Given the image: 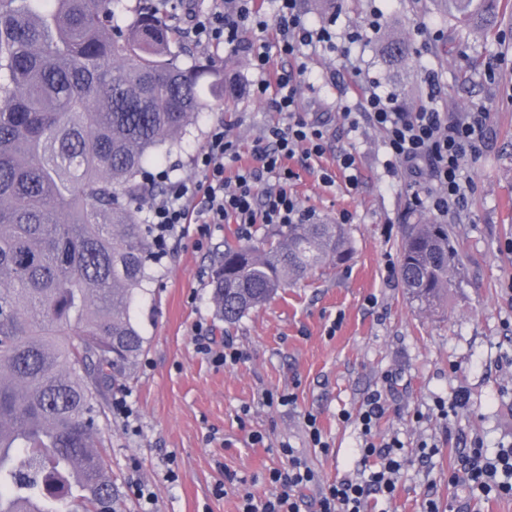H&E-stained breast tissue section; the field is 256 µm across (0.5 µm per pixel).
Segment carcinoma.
Returning a JSON list of instances; mask_svg holds the SVG:
<instances>
[{
  "label": "carcinoma",
  "instance_id": "cac0c4a2",
  "mask_svg": "<svg viewBox=\"0 0 512 512\" xmlns=\"http://www.w3.org/2000/svg\"><path fill=\"white\" fill-rule=\"evenodd\" d=\"M161 0H0V512H82L112 500L96 420L146 339L131 317L154 278L142 179L208 100L224 68L184 64ZM491 36L499 0H431ZM389 62L408 46L383 41ZM224 243L213 300L232 325L351 245L342 224H263ZM460 255L446 224H410L401 279L430 306Z\"/></svg>",
  "mask_w": 512,
  "mask_h": 512
}]
</instances>
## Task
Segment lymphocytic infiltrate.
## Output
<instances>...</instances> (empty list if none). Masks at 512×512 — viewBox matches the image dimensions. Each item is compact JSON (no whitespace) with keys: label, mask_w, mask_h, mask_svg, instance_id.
<instances>
[{"label":"lymphocytic infiltrate","mask_w":512,"mask_h":512,"mask_svg":"<svg viewBox=\"0 0 512 512\" xmlns=\"http://www.w3.org/2000/svg\"><path fill=\"white\" fill-rule=\"evenodd\" d=\"M274 21L259 16L254 0H211L208 11L192 14L190 32L204 44L222 45L232 51L244 49L243 31L248 23L264 29L275 25L279 50L291 59L299 58L302 48L329 45L333 34L325 28L307 25L298 0H277ZM267 56H253L257 72L255 92L270 99L273 111L284 114L287 125L268 127L257 141L254 163L239 164L233 144L224 134L223 125L211 128L205 146L195 155L192 179L180 182L168 193H156L146 185L145 196L152 200V222L157 241L181 234L188 224H224L234 222L241 233L256 224H301L309 220L288 192V182L295 176L287 161L297 148H304L307 158L316 159L326 152V131L318 122L297 114V82L294 71L279 75L276 82L266 77ZM362 107L366 117L384 134L389 154L418 177L423 195L433 210L448 211L466 195L460 172L467 158L476 156L481 147L482 117L454 119L447 113L422 106L412 112L402 111L398 99L387 92H371ZM236 163L233 177H226L227 163ZM385 412L381 392L368 395L357 413L364 457L375 459L377 470L364 480L339 479L322 489L319 512H368L371 495L394 497L402 468L408 461L398 438L378 444L372 429ZM288 459L285 469L270 471L268 481L275 491L270 496H246L241 512H300L299 493L316 485L318 475L294 449L282 447ZM450 485L479 492L485 499H512V448H502L495 456H486L481 440L458 458L448 474Z\"/></svg>","instance_id":"lymphocytic-infiltrate-1"}]
</instances>
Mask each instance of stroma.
Wrapping results in <instances>:
<instances>
[{
  "instance_id": "1",
  "label": "stroma",
  "mask_w": 512,
  "mask_h": 512,
  "mask_svg": "<svg viewBox=\"0 0 512 512\" xmlns=\"http://www.w3.org/2000/svg\"><path fill=\"white\" fill-rule=\"evenodd\" d=\"M307 22L333 25L334 47L306 53V82L298 110L323 122L329 148L307 163L295 155L297 177L288 191L314 221L336 222L348 213L353 256L282 290L270 303L225 325L213 302L211 277L225 240L240 237L237 224H214L208 236L186 225L170 240L155 277L132 306L146 339L127 378L133 415L101 420L104 451L119 488L115 512H142L136 484L151 487L154 512H240L245 496L270 494V470L285 465L287 444L318 474L321 484L363 479L370 469L357 451L358 409L381 391L386 410L376 442L398 437L413 462L401 473L395 496L382 512H421L425 497L440 512H512V499L466 498L449 488L448 469L481 437L486 452L512 444V0L501 6L495 39L456 28L425 12L419 0H300ZM379 28L370 29L373 13ZM357 42H349L350 33ZM410 47L392 65L382 57L384 37ZM189 58L207 57L236 79L223 105L209 106L180 146L163 154L153 173L157 191L193 176V156L210 128L223 124L243 159L255 139L280 123L279 113L254 92L248 53L201 46L186 39ZM349 56H342V49ZM438 75L429 85L426 70ZM395 94L404 110L427 105L458 116L487 108L482 154L466 163L470 189L460 207L440 215L415 204L414 179L390 164L384 134L365 119L349 126L343 111L358 113L369 82ZM356 157L358 189L339 167L342 152ZM335 175L326 184L323 171ZM409 224H445L461 263L450 273L447 296L431 308L407 294L400 275V244ZM215 342L232 341L239 362L219 366L197 351L195 328ZM292 393V404L269 403L265 394ZM464 404L442 418L436 401ZM315 416L324 442L315 447L307 425ZM262 443H253V435ZM436 455L418 459L420 442ZM224 494H217V487Z\"/></svg>"
}]
</instances>
